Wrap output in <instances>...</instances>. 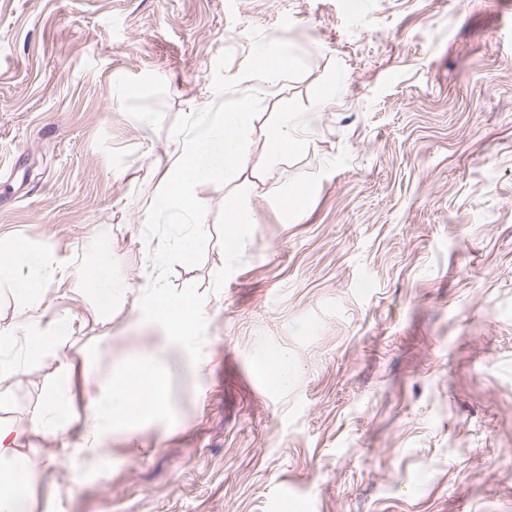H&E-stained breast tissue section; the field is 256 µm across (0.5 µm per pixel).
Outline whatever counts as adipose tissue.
I'll list each match as a JSON object with an SVG mask.
<instances>
[{
	"label": "adipose tissue",
	"mask_w": 512,
	"mask_h": 512,
	"mask_svg": "<svg viewBox=\"0 0 512 512\" xmlns=\"http://www.w3.org/2000/svg\"><path fill=\"white\" fill-rule=\"evenodd\" d=\"M115 258L108 249L98 250L92 259L77 271L81 290L91 296L96 311L111 314L113 303L127 291L125 282L112 274ZM0 274L10 277L12 291L25 306H32L37 296L55 277L54 269L47 267L39 253L24 241L17 240L0 246ZM71 322L64 315L54 316L47 324L31 320L23 329L0 328V348L13 344L17 333H24L28 351L42 355L57 351L69 336ZM72 374L63 371L54 388L47 394L43 416L46 429L55 436L63 435L70 421Z\"/></svg>",
	"instance_id": "ef3b65f1"
}]
</instances>
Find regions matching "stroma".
Here are the masks:
<instances>
[{"label": "stroma", "mask_w": 512, "mask_h": 512, "mask_svg": "<svg viewBox=\"0 0 512 512\" xmlns=\"http://www.w3.org/2000/svg\"><path fill=\"white\" fill-rule=\"evenodd\" d=\"M307 73L264 87L240 170L202 184L210 245L175 265L205 295L202 367L173 381V426L74 456L111 363L159 344L138 300L154 274L147 207L238 77L250 30ZM335 83L325 105L316 87ZM307 128L279 163L284 109ZM308 189L304 211L280 201ZM244 201L247 249L223 250ZM56 269L46 316L74 332L0 351V423L46 462L15 512H512V0H0V242ZM130 285L99 315L75 270L98 249ZM285 354L287 390L256 363ZM71 367L63 436L41 421Z\"/></svg>", "instance_id": "1"}]
</instances>
